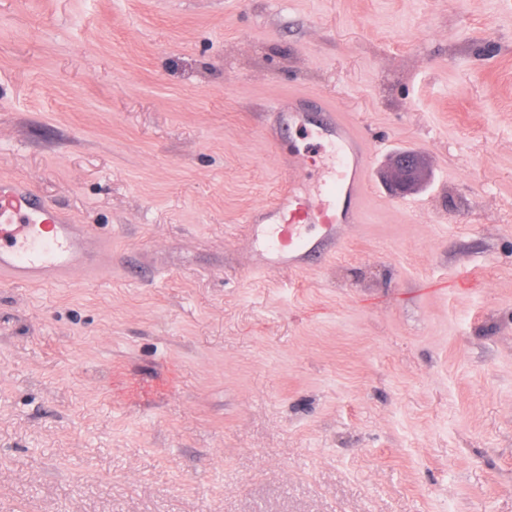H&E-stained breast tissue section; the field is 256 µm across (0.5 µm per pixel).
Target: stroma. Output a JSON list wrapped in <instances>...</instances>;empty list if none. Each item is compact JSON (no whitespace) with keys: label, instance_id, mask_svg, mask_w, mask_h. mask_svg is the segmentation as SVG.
<instances>
[{"label":"stroma","instance_id":"1","mask_svg":"<svg viewBox=\"0 0 512 512\" xmlns=\"http://www.w3.org/2000/svg\"><path fill=\"white\" fill-rule=\"evenodd\" d=\"M303 97L383 146L367 221L252 273ZM1 174L112 267L0 286V512H512V0H0ZM426 172L425 156L410 150L394 153L381 176L392 194L405 196L416 193Z\"/></svg>","mask_w":512,"mask_h":512}]
</instances>
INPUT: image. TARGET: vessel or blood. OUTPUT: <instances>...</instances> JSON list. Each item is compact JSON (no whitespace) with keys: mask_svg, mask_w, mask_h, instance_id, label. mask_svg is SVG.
Returning a JSON list of instances; mask_svg holds the SVG:
<instances>
[{"mask_svg":"<svg viewBox=\"0 0 512 512\" xmlns=\"http://www.w3.org/2000/svg\"><path fill=\"white\" fill-rule=\"evenodd\" d=\"M319 138L335 143L341 162L322 185L318 197L303 200L296 184L306 170L304 156L283 154L288 179L282 186L274 214L289 213L286 224L268 227V240L257 261L260 269L301 268L313 251L335 255L341 246L338 227L363 223L370 196L371 150L361 131L334 105H326ZM317 224L323 245L315 247L301 228ZM112 238L93 225L64 220L50 203L24 181L0 177V284H69L75 276L92 281L107 266Z\"/></svg>","mask_w":512,"mask_h":512,"instance_id":"1","label":"vessel or blood"}]
</instances>
